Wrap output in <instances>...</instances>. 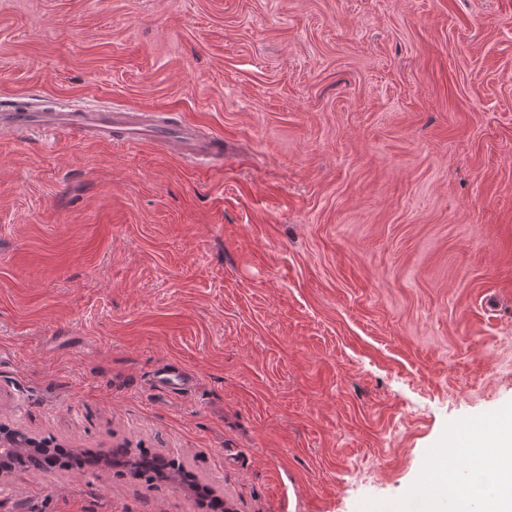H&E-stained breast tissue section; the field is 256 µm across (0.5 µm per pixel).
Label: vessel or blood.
Instances as JSON below:
<instances>
[{
	"label": "vessel or blood",
	"mask_w": 512,
	"mask_h": 512,
	"mask_svg": "<svg viewBox=\"0 0 512 512\" xmlns=\"http://www.w3.org/2000/svg\"><path fill=\"white\" fill-rule=\"evenodd\" d=\"M47 129L77 135L104 144L124 146L155 145L188 161H220L224 158V142L209 135L200 136L195 125H175L161 118H148L133 110L67 111L37 109L20 111L0 105V132ZM156 391L181 395L191 387V378L179 365H164L152 374Z\"/></svg>",
	"instance_id": "b4317fda"
}]
</instances>
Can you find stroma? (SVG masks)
I'll return each instance as SVG.
<instances>
[{"mask_svg":"<svg viewBox=\"0 0 512 512\" xmlns=\"http://www.w3.org/2000/svg\"><path fill=\"white\" fill-rule=\"evenodd\" d=\"M224 141L0 136V423L230 512H376L512 413V0H0V101ZM181 364L191 390L155 392ZM0 512H203L116 469ZM112 454H116L118 459L125 466L127 458H135L132 466L134 470L131 473L139 479H143L146 483L151 484L156 480H169L180 484H193V476L188 471H185L182 464L176 463L175 460H165L160 456H149L147 453H142L138 457H131L128 454L127 448H114ZM122 458L125 460L122 461Z\"/></svg>","mask_w":512,"mask_h":512,"instance_id":"35a3bbf8","label":"stroma"}]
</instances>
